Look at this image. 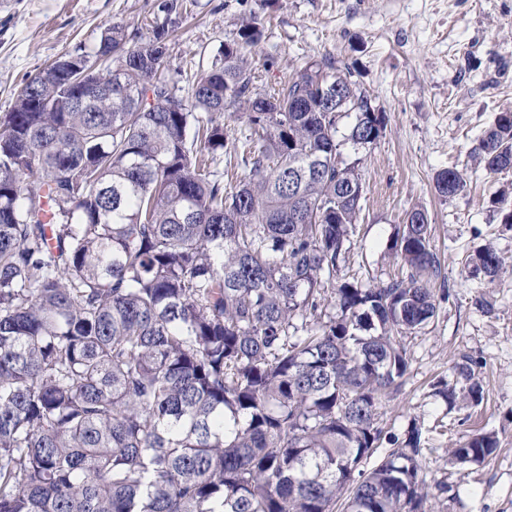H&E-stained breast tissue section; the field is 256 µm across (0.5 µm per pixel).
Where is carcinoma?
<instances>
[{
	"mask_svg": "<svg viewBox=\"0 0 512 512\" xmlns=\"http://www.w3.org/2000/svg\"><path fill=\"white\" fill-rule=\"evenodd\" d=\"M168 37L112 23L101 94L75 101L54 61L0 115V512H426L422 428L381 412L405 337L448 299L425 210L391 245L398 275H342L384 113L327 56L259 91L258 15L179 96ZM221 153L246 168L234 186ZM474 156L512 170V112ZM465 185L435 177L446 199ZM503 264L486 244L463 271ZM476 367L461 356L435 395L479 403ZM497 448L478 433L448 457Z\"/></svg>",
	"mask_w": 512,
	"mask_h": 512,
	"instance_id": "carcinoma-1",
	"label": "carcinoma"
}]
</instances>
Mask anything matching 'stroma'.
Wrapping results in <instances>:
<instances>
[{
    "instance_id": "stroma-1",
    "label": "stroma",
    "mask_w": 512,
    "mask_h": 512,
    "mask_svg": "<svg viewBox=\"0 0 512 512\" xmlns=\"http://www.w3.org/2000/svg\"><path fill=\"white\" fill-rule=\"evenodd\" d=\"M253 14L267 18L252 58L260 90H277L303 61L327 55L351 67L387 116L363 153L365 199L346 277L369 286L393 273L389 245L412 208L433 227L449 297L406 338V382L382 407L396 434L421 425L427 482L453 487L451 497L428 501L429 512H512V226L491 204L497 191L512 190V170L490 175L467 165L495 116L512 112V0H0V114L59 56L94 54L114 22L141 39L167 25L164 76L186 94ZM463 165L467 190L440 197L436 173ZM488 243L505 260L499 275L463 273L466 256ZM464 355L480 364L484 399L450 407L431 385L452 380ZM479 431L497 433L494 456L451 462L448 448Z\"/></svg>"
}]
</instances>
